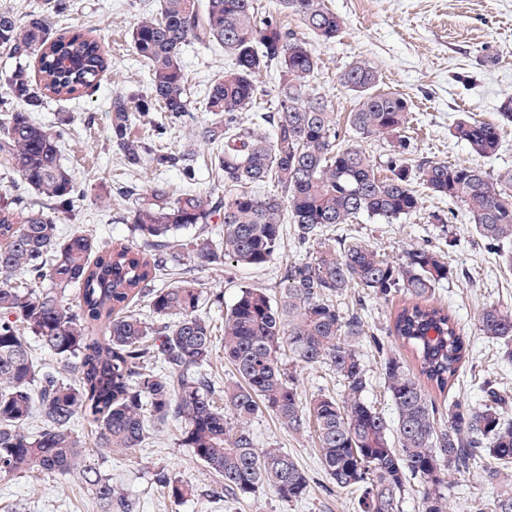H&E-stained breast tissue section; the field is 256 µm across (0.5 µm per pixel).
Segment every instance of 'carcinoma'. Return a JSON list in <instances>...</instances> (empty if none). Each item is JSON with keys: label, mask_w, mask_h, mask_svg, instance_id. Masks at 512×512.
<instances>
[{"label": "carcinoma", "mask_w": 512, "mask_h": 512, "mask_svg": "<svg viewBox=\"0 0 512 512\" xmlns=\"http://www.w3.org/2000/svg\"><path fill=\"white\" fill-rule=\"evenodd\" d=\"M276 5L319 41L342 29L325 0ZM66 9V0H43L21 18L0 11V48L16 59L0 74V166L42 197L39 207L24 211L0 199V478L78 470L103 512H131L112 477L87 462L88 447L72 424L81 419L94 427L103 457L139 447L153 424L171 420L181 425L180 445L212 475L210 496L241 504L263 489L298 502L309 495L311 477L283 449L258 448L250 430L251 420L266 413L293 433L313 426L325 474L336 489L359 493L357 512H400L415 480L424 486L419 512H447L446 470L469 475L480 466L485 481L502 482L512 469L507 396L487 380L477 405L452 399L442 407L434 399L456 386L471 352L455 316L430 302L448 279L442 251L417 248L396 263L359 240L334 247L323 236L361 213L388 223L410 217L423 188L462 203L485 249L512 270V171L491 176L469 162L410 157L407 99L382 89L377 70L356 60L338 80L357 98L347 121L352 133L387 144L386 160L377 164L341 135L333 104L313 86L320 64L314 45L264 14L258 0H157L155 12L129 32L132 52L149 64V88L112 99V145L130 167L149 161L194 180L186 153L132 133L140 118L163 112L167 125H155L156 137L172 125L210 146L217 184L176 195L164 182L150 185L131 209L141 246L101 244L82 232L62 237L58 224L86 190L62 161L63 128H48L33 113L51 100L84 96L111 66L91 31L53 36L49 16ZM189 44L218 45L231 58L206 88L210 118L203 123L181 61ZM268 71L275 82L266 90L257 76ZM241 112L255 113L256 123L242 127ZM451 135L478 157L500 149L499 126L472 116L459 119ZM262 184L271 190L255 193ZM216 216L221 229L214 241L209 224ZM289 222L310 256L286 267L277 293L240 288L217 339L201 284L180 267L264 266L281 250ZM197 225L200 237L176 238ZM165 275L176 281L155 287ZM353 286L384 299L404 295L387 334L408 352L413 369L340 302ZM140 301L150 318L133 313ZM477 328L511 364L512 309L483 308ZM30 335L55 362L37 361ZM363 342L383 357L393 422L366 398ZM219 348L234 370L221 391L206 372ZM285 350L305 368H326L340 393L302 402ZM36 413L42 427L32 432ZM157 483L175 503L195 496L192 485L163 472Z\"/></svg>", "instance_id": "cac0c4a2"}]
</instances>
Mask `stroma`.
<instances>
[{"label": "stroma", "instance_id": "stroma-1", "mask_svg": "<svg viewBox=\"0 0 512 512\" xmlns=\"http://www.w3.org/2000/svg\"><path fill=\"white\" fill-rule=\"evenodd\" d=\"M69 3L65 15L51 18L53 33L72 27L93 31L108 50L111 66L89 95L49 102L35 118L46 126L65 124L63 161L87 190L76 215L63 221L64 231L123 242L132 236L128 215L134 195L146 194L157 179L176 192L183 186L179 170H158L149 163L129 168L112 147L113 96L146 89L148 65L131 52L129 32L138 19L155 10L156 0ZM328 6L343 25L335 41L315 45L320 57L316 86L337 111L348 112L355 103L351 92L338 82L340 71L354 60L365 59L379 72L383 87L404 94L412 103L408 135L414 158L451 163L472 159L467 146L451 134L454 122L470 115L499 125L502 135L498 154L476 160L478 166L493 175L512 169V123L503 120L499 111L501 100L512 95V0H328ZM182 62L192 84L202 89L223 71L228 59L223 50L202 51L189 45ZM99 196L110 197V206L96 205ZM449 212L454 215L451 225L437 222V215ZM339 232L364 240L395 262L404 261L415 248H443L450 273L436 288L433 301L455 315L473 348L453 395L480 402L478 384L485 378L512 392V364L501 363L496 346L482 338L475 326L478 313L487 305L512 308V271L478 243L462 204L426 193L417 215L388 224L363 214L341 225ZM308 255V249L288 234L279 254L266 266L195 270L205 292L221 295L220 302L206 306L207 315L216 327H223L224 314L240 287L273 286L286 266ZM345 302L363 306L369 331L381 334L400 300L379 299L352 288ZM251 430L259 446L282 448L308 472L313 485L307 498L286 504L266 491L242 505L208 498L210 474L188 449L180 447L178 425L170 421L152 426L140 448L116 451L106 459L93 453L89 460L111 474L113 487L134 500L135 512H356V495L329 490L313 431L292 433L266 414L252 421ZM160 470L191 484L196 497L173 503L155 481ZM446 481L450 512H486L501 490L512 487V473L498 486L485 483L475 473H451ZM0 512L100 510L78 479L35 470L0 480Z\"/></svg>", "mask_w": 512, "mask_h": 512}]
</instances>
